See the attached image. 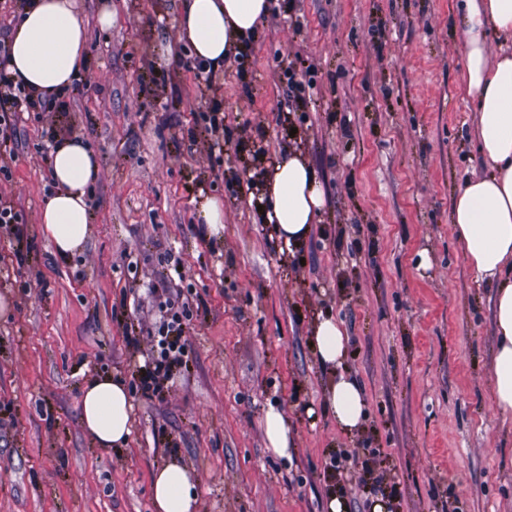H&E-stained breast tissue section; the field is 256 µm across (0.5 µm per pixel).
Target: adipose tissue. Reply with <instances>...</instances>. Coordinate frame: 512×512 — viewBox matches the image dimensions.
Instances as JSON below:
<instances>
[{
	"label": "adipose tissue",
	"mask_w": 512,
	"mask_h": 512,
	"mask_svg": "<svg viewBox=\"0 0 512 512\" xmlns=\"http://www.w3.org/2000/svg\"><path fill=\"white\" fill-rule=\"evenodd\" d=\"M269 0H179L181 41L212 70L239 54L269 13ZM464 19L462 80L477 99L476 137L487 176L468 178L453 199L451 222L478 279L496 284L492 399L512 412V50H487V32L512 38V0H456ZM87 62L86 32L76 0H31L17 23L5 65L8 76L34 95L50 99L79 77ZM99 160L78 135L57 138L50 175L56 190L40 222L58 254L80 252L90 235L88 187ZM266 223L281 249L301 246L319 221L324 190L299 146L284 147L260 177ZM317 361L330 379L324 400L340 432L364 427L367 396L347 365L349 337L341 322L319 317L310 327ZM132 399L125 382L94 376L81 392V422L104 448L124 444L131 431ZM198 474L172 461L156 468L151 493L156 512H196Z\"/></svg>",
	"instance_id": "ef3b65f1"
}]
</instances>
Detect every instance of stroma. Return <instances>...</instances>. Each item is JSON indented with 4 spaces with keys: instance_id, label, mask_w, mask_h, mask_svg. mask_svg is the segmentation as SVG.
I'll list each match as a JSON object with an SVG mask.
<instances>
[{
    "instance_id": "35a3bbf8",
    "label": "stroma",
    "mask_w": 512,
    "mask_h": 512,
    "mask_svg": "<svg viewBox=\"0 0 512 512\" xmlns=\"http://www.w3.org/2000/svg\"><path fill=\"white\" fill-rule=\"evenodd\" d=\"M271 2L244 65L207 76L202 100L178 0H77L88 62L74 90L15 114L0 144V200L22 216L0 228V512H154L150 476L173 458L198 473L199 512H325L331 492L349 512H370L376 492L393 512H512V413L491 405L494 292L450 222L458 188L487 169L454 0ZM74 133L100 167L90 236L62 257L40 213L54 139ZM295 140L325 206L288 256L256 184ZM202 195L224 203L208 239ZM175 313L185 365L150 380ZM322 313L347 328L368 397L352 436L323 400L309 336ZM106 373L133 402L119 448L81 424L83 384ZM272 406L294 435L287 458L266 448Z\"/></svg>"
}]
</instances>
